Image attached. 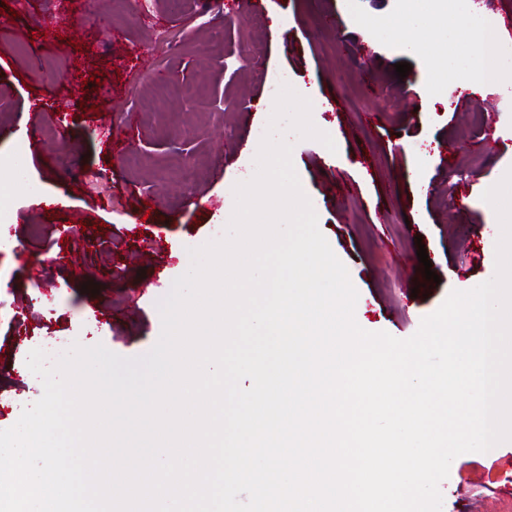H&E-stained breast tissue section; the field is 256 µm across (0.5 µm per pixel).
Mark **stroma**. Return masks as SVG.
Returning <instances> with one entry per match:
<instances>
[{"label": "stroma", "instance_id": "stroma-1", "mask_svg": "<svg viewBox=\"0 0 512 512\" xmlns=\"http://www.w3.org/2000/svg\"><path fill=\"white\" fill-rule=\"evenodd\" d=\"M224 2L0 0V157L23 144L27 183L66 199L44 208L23 193L0 215V430L42 395L31 350L59 339L125 358L153 348L158 301L225 225V186L253 158L277 73L336 142L328 159L294 139L292 162L359 294L360 327L409 338L452 290L494 276L501 228L482 195L512 169V113L486 110L497 88L428 96L435 59L373 33L402 0H260L258 30ZM252 39L263 51L243 58ZM399 62L411 65L402 79ZM473 113L481 125L464 123ZM187 126L188 158L175 147ZM488 133L490 151L477 145ZM189 163L199 178L186 185ZM89 281L98 294L82 292ZM440 490L442 512H499L512 503V442L457 456Z\"/></svg>", "mask_w": 512, "mask_h": 512}]
</instances>
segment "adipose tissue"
Masks as SVG:
<instances>
[{
	"label": "adipose tissue",
	"instance_id": "1",
	"mask_svg": "<svg viewBox=\"0 0 512 512\" xmlns=\"http://www.w3.org/2000/svg\"><path fill=\"white\" fill-rule=\"evenodd\" d=\"M449 15L448 24H440V15ZM471 0H406L404 11L394 20L375 25L378 38L398 39L412 53H426L431 47L443 46L444 59L428 76V92L439 96L444 92V81L468 86L487 72L491 64L490 50L473 54L468 44L474 32L483 30Z\"/></svg>",
	"mask_w": 512,
	"mask_h": 512
}]
</instances>
